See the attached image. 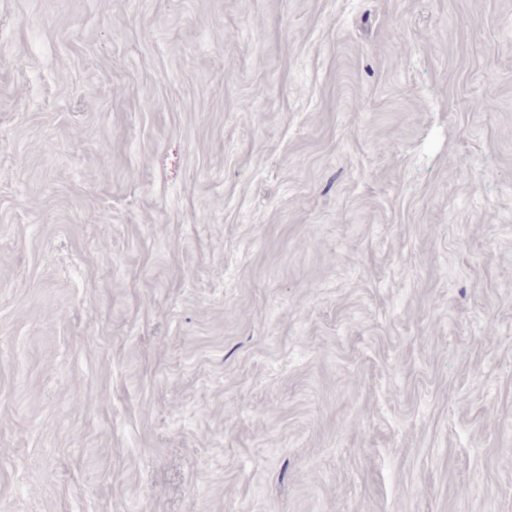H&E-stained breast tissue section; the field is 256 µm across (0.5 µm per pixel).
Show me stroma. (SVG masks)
Masks as SVG:
<instances>
[{"label":"stroma","mask_w":512,"mask_h":512,"mask_svg":"<svg viewBox=\"0 0 512 512\" xmlns=\"http://www.w3.org/2000/svg\"><path fill=\"white\" fill-rule=\"evenodd\" d=\"M0 512H512V0H0Z\"/></svg>","instance_id":"35a3bbf8"}]
</instances>
